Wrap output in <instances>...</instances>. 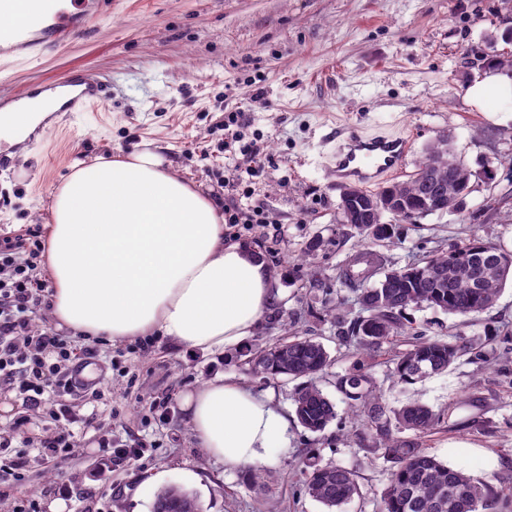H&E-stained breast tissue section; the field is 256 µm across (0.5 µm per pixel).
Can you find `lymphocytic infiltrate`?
<instances>
[{"label":"lymphocytic infiltrate","mask_w":512,"mask_h":512,"mask_svg":"<svg viewBox=\"0 0 512 512\" xmlns=\"http://www.w3.org/2000/svg\"><path fill=\"white\" fill-rule=\"evenodd\" d=\"M43 248L39 240L7 239L0 243V386L15 391L22 406L30 411L48 408L55 424L51 436L40 441L38 453L44 459H59L75 448L73 424L85 417L67 404L46 407L44 394L88 391L76 379L72 368L90 362L97 349H76L52 329L32 331L31 316L49 285L37 277Z\"/></svg>","instance_id":"1"}]
</instances>
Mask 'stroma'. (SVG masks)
Instances as JSON below:
<instances>
[{
	"label": "stroma",
	"mask_w": 512,
	"mask_h": 512,
	"mask_svg": "<svg viewBox=\"0 0 512 512\" xmlns=\"http://www.w3.org/2000/svg\"><path fill=\"white\" fill-rule=\"evenodd\" d=\"M512 0H124L121 10L93 20L64 48L39 59L0 64V95L48 80L81 65L99 69L106 94L83 112H53L0 170V238L46 228L57 186L81 162L146 147H162L178 176L219 204L251 212L263 206L267 223L241 238L274 272L275 300L247 344L265 347L290 335H312L335 363L319 385L337 402V417L313 433L289 426L285 447L272 449L261 484L239 469L208 458L186 424V393L219 374H233L257 392H273L279 411L293 415L295 382L249 374L238 348L191 352L157 336L99 340L90 366L99 395L69 402L92 416L74 426L76 448L54 462L34 445L52 429L32 416L16 438L27 448L24 480L0 471V512H16L35 498L40 512L55 500L64 512H151L146 472L183 485L203 512H327L305 490L304 463L353 468L360 495L348 512H375L391 461L373 451L364 422L338 402L335 375L352 368L354 348L336 337L334 305L354 316L358 307L336 279L359 251L360 237L341 223L342 186L330 152L338 130L367 135L407 134L414 173L424 148L445 129L473 171L467 209L430 215L395 228L378 250L403 266L477 235L512 250V102L483 112L464 91L489 61L512 60ZM243 114L241 134L261 154L249 164L224 149V115ZM313 262L299 255L312 239ZM406 323L425 336L488 339L485 366L460 358L447 372L398 389L390 374L408 336L383 344L372 372L388 407L420 399L443 413L422 445L448 465L498 491L501 512H512V286L473 323L431 307L410 309ZM138 444L139 457L99 470L101 440ZM195 479L185 483L184 471Z\"/></svg>",
	"instance_id": "1"
}]
</instances>
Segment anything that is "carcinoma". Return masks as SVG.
Segmentation results:
<instances>
[{
	"instance_id": "carcinoma-1",
	"label": "carcinoma",
	"mask_w": 512,
	"mask_h": 512,
	"mask_svg": "<svg viewBox=\"0 0 512 512\" xmlns=\"http://www.w3.org/2000/svg\"><path fill=\"white\" fill-rule=\"evenodd\" d=\"M454 132L442 131L424 152L416 173L405 182H395L376 192L390 191L404 206L392 219L414 223L434 214L454 213L466 220V197L474 173L453 152ZM394 236V227L383 224L373 238L363 237L362 248L339 277L340 286L356 294L360 311L352 318L336 313V336L370 353L381 344L406 332L404 313L423 306L474 321L491 309L508 280H512V251L474 235L422 263L398 267L371 246ZM359 265L355 271L352 266ZM484 365L490 361L486 345L455 335L449 339L415 337L414 344L394 362L392 375L399 385H412L448 370L460 357ZM252 373L267 379L284 377L299 381L294 393L297 422L311 432H320L337 417L336 403L316 380L329 373L333 359L314 336H295L269 348H244L239 352ZM334 386L349 409L363 418L378 451L394 463L380 496L378 512H493L498 494L479 481L439 460L421 447L419 437L442 423L441 414L427 405L409 400L400 408L386 406L371 366L358 363L335 376ZM408 429L415 438L401 440L393 429ZM307 493L329 509L342 508L359 495L356 470L340 465L308 462ZM152 512H202L195 496L177 485L160 489Z\"/></svg>"
}]
</instances>
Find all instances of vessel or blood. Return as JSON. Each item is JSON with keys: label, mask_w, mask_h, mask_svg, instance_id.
Masks as SVG:
<instances>
[{"label": "vessel or blood", "mask_w": 512, "mask_h": 512, "mask_svg": "<svg viewBox=\"0 0 512 512\" xmlns=\"http://www.w3.org/2000/svg\"><path fill=\"white\" fill-rule=\"evenodd\" d=\"M112 0H58L55 10L46 14L38 26L14 23L0 27V61L32 52L58 49L83 30L90 18L111 8ZM54 87L67 92L65 109L81 112L97 103L103 82L93 68H73L53 81ZM335 157L337 179L370 185L385 175L402 174L411 148L406 136L370 137L355 130L339 133Z\"/></svg>", "instance_id": "vessel-or-blood-1"}]
</instances>
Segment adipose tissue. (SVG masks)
<instances>
[{
	"label": "adipose tissue",
	"instance_id": "adipose-tissue-1",
	"mask_svg": "<svg viewBox=\"0 0 512 512\" xmlns=\"http://www.w3.org/2000/svg\"><path fill=\"white\" fill-rule=\"evenodd\" d=\"M466 101H512V75L492 69ZM62 104L56 92L23 102L0 138H24ZM50 315L75 336H159L188 350L241 345L274 300L256 248L224 237L218 202L175 175L155 150L81 163L50 204ZM182 409L200 448L228 468L264 463L288 440L271 395L224 375L188 392Z\"/></svg>",
	"mask_w": 512,
	"mask_h": 512
}]
</instances>
